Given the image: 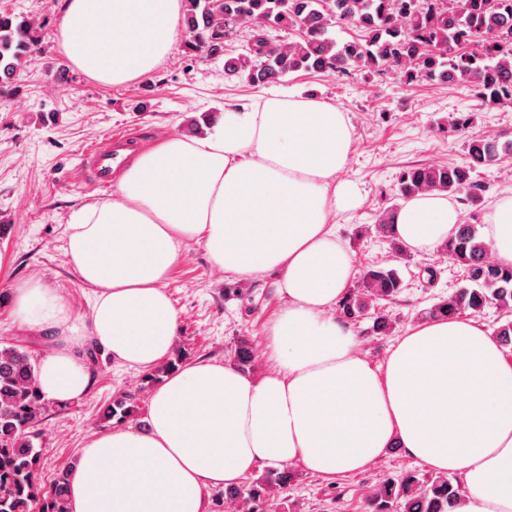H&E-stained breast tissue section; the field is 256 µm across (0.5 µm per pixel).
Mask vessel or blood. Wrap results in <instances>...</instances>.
I'll use <instances>...</instances> for the list:
<instances>
[{"instance_id":"b4317fda","label":"vessel or blood","mask_w":512,"mask_h":512,"mask_svg":"<svg viewBox=\"0 0 512 512\" xmlns=\"http://www.w3.org/2000/svg\"><path fill=\"white\" fill-rule=\"evenodd\" d=\"M142 134L135 130L114 132L106 146L94 145L81 156L78 167L91 188L111 186L112 178L131 153L141 144Z\"/></svg>"}]
</instances>
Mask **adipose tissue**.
<instances>
[{"mask_svg": "<svg viewBox=\"0 0 512 512\" xmlns=\"http://www.w3.org/2000/svg\"><path fill=\"white\" fill-rule=\"evenodd\" d=\"M182 9V0H66L54 42L68 67L122 85L168 57ZM352 145L336 105L303 89L257 97L225 111L213 132L143 151L110 198L79 210L66 251L93 290L88 318L41 281L16 285L14 314L55 344L37 367L41 392L67 402L90 384L86 342L138 370L171 354L178 313L164 283L186 241L236 277L278 275L275 369L255 377L198 361L170 373L147 428L96 432L80 449L69 512H209V488L259 468L296 463L334 480L395 445L462 480L454 512H512V351L477 320L437 318L409 327L376 366L329 314L356 274L335 222L361 202L341 177ZM392 221L405 246L428 253L461 212L432 190ZM484 235L495 262L512 265V195L495 203Z\"/></svg>", "mask_w": 512, "mask_h": 512, "instance_id": "1", "label": "adipose tissue"}]
</instances>
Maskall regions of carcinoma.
Wrapping results in <instances>:
<instances>
[{"mask_svg":"<svg viewBox=\"0 0 512 512\" xmlns=\"http://www.w3.org/2000/svg\"><path fill=\"white\" fill-rule=\"evenodd\" d=\"M224 14L253 30L248 54L229 57L224 71L246 76L255 85L276 83L298 71H333L347 75L353 67L370 73L392 72L405 83L463 85L492 106H512V0H184L183 22L189 33L186 48L224 53V30L215 17ZM351 25L360 37L339 41L332 28ZM297 28L300 39L278 43L269 30ZM38 41L34 22L0 13V87L14 82L33 60ZM460 164H415L400 173L397 196L408 200L428 190L481 200L486 183L477 169L512 154V141L471 139ZM393 208L385 210L375 228L395 254L405 248L393 233ZM461 268L465 285L424 312L428 318L478 316L491 305L512 313V267L487 259L489 247L479 225L466 221L440 246ZM405 289L394 267L371 265L359 284L339 301L343 319L354 323L371 317L376 334L390 330L386 317L373 311L382 301L393 302ZM249 339L233 351V365L242 372L254 366ZM45 405L36 364L25 346L0 341V512H69L67 474L45 488L35 477L40 451L34 430ZM131 398L104 409L119 422L131 417ZM294 478L284 468L248 486L224 488V500L241 501L246 512H263L273 491L282 492ZM462 494L446 475L433 478L410 471L378 483L369 500L371 512H448Z\"/></svg>","mask_w":512,"mask_h":512,"instance_id":"cac0c4a2","label":"carcinoma"}]
</instances>
